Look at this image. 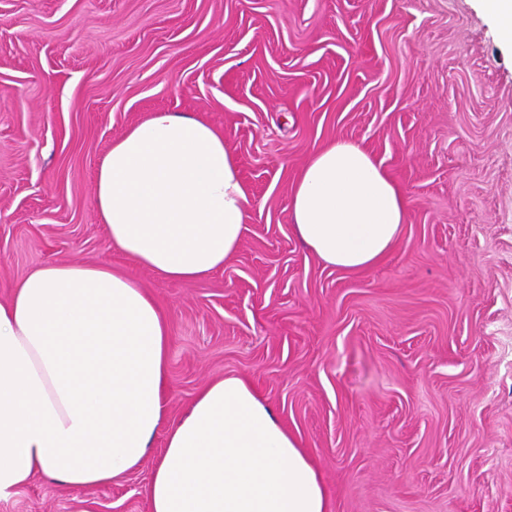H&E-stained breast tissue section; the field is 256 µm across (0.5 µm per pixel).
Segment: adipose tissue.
I'll return each instance as SVG.
<instances>
[{"label":"adipose tissue","instance_id":"ef3b65f1","mask_svg":"<svg viewBox=\"0 0 512 512\" xmlns=\"http://www.w3.org/2000/svg\"><path fill=\"white\" fill-rule=\"evenodd\" d=\"M94 208L113 251L174 281L210 277L238 250L249 196L224 136L157 112L113 141ZM290 217L325 265L360 272L394 247L407 199L360 145L314 150ZM171 323L125 269L78 258L42 266L0 302V500L35 477L67 487L123 478L159 430L151 512H328L298 439L246 380L208 382L166 426Z\"/></svg>","mask_w":512,"mask_h":512}]
</instances>
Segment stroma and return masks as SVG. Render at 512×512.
I'll list each match as a JSON object with an SVG mask.
<instances>
[{
	"mask_svg": "<svg viewBox=\"0 0 512 512\" xmlns=\"http://www.w3.org/2000/svg\"><path fill=\"white\" fill-rule=\"evenodd\" d=\"M160 111L222 131L250 195L238 251L201 281L112 252L93 207L113 141ZM336 138L410 203L358 273L290 219ZM73 257L125 268L168 313L169 421L238 376L329 512H512V45L482 0H0V301ZM165 441L119 482L38 477L0 512H150Z\"/></svg>",
	"mask_w": 512,
	"mask_h": 512,
	"instance_id": "obj_1",
	"label": "stroma"
}]
</instances>
